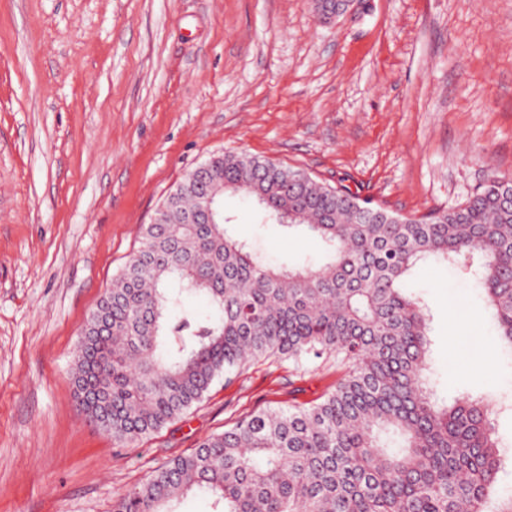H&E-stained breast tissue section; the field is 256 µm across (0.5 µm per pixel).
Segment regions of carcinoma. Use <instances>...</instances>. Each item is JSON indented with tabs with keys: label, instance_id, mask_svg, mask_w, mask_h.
Here are the masks:
<instances>
[{
	"label": "carcinoma",
	"instance_id": "cac0c4a2",
	"mask_svg": "<svg viewBox=\"0 0 512 512\" xmlns=\"http://www.w3.org/2000/svg\"><path fill=\"white\" fill-rule=\"evenodd\" d=\"M163 201L87 317L74 358L78 406L119 446L166 427L214 381L254 361L332 359L344 376L309 406L267 407L170 458L113 512H512L495 417L512 396L440 405L424 382L428 323L403 282L429 260L475 266L502 342L512 346V184L492 175L465 202L420 218L347 185L236 153L211 157ZM214 199V216L200 196ZM266 223L320 239L316 267L273 265L230 235L224 195ZM205 299L210 313L182 309ZM399 437L390 448L383 436Z\"/></svg>",
	"mask_w": 512,
	"mask_h": 512
}]
</instances>
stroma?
<instances>
[{"mask_svg": "<svg viewBox=\"0 0 512 512\" xmlns=\"http://www.w3.org/2000/svg\"><path fill=\"white\" fill-rule=\"evenodd\" d=\"M225 152L343 180L404 216L512 176V0H0V512H112L169 458L268 406L311 403L343 368L266 360L120 447L75 398L81 329L167 194ZM275 263L323 243L225 197ZM425 302L438 400L512 393L470 268L433 261Z\"/></svg>", "mask_w": 512, "mask_h": 512, "instance_id": "stroma-1", "label": "stroma"}]
</instances>
